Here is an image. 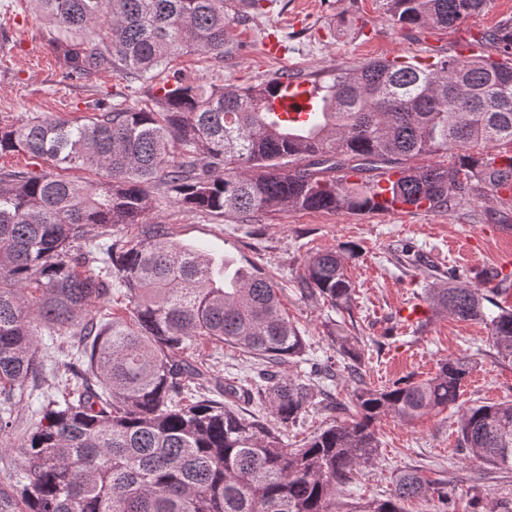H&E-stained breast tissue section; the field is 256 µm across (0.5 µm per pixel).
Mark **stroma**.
<instances>
[{
    "label": "stroma",
    "mask_w": 512,
    "mask_h": 512,
    "mask_svg": "<svg viewBox=\"0 0 512 512\" xmlns=\"http://www.w3.org/2000/svg\"><path fill=\"white\" fill-rule=\"evenodd\" d=\"M508 16L512 0H492L485 12L454 29L402 31L392 25L385 0H273L268 13L243 12L231 22V51L223 60L190 53L173 59L170 67L197 84L244 87L287 73L327 85L337 69L372 59L432 63L455 55L466 42L476 43L478 52L491 53V46L479 39ZM52 32L32 0H0V126L30 115L90 118L98 112L97 100L118 92L136 102V93L125 92L124 81L113 74L63 79ZM270 32L284 45L280 57L263 53L262 41ZM153 196L149 223L167 225L180 242L257 267L281 288L284 311L305 336L309 357L305 363L284 365V373L303 375L310 362L340 361L335 343L339 336L359 338L364 355L357 368L376 386L409 377L423 380L434 375L442 360L470 359L472 369L457 406L410 423L390 415L376 422L379 456L343 487V499L389 494L400 472L414 468L429 480H447L455 512H474L469 494L474 487L490 501L512 503V471L469 459L457 442L462 408L512 400V361L498 357L489 346L482 323L428 310L420 331L399 316L401 306L422 305L424 289L447 282L450 270L466 272L467 257L512 278V212L496 215L495 202L474 195L450 213L286 210L241 224L232 216L181 207L162 189ZM348 244L358 250L347 266L353 301L350 307L335 309L319 295L301 290L299 281L309 255ZM190 356L227 378L250 376L262 367L260 360L236 348L216 352L204 339L196 341ZM39 420V401L33 396L20 406L12 433L0 439L5 445L0 452L1 487L15 485L22 438Z\"/></svg>",
    "instance_id": "35a3bbf8"
}]
</instances>
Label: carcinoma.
<instances>
[{"mask_svg": "<svg viewBox=\"0 0 512 512\" xmlns=\"http://www.w3.org/2000/svg\"><path fill=\"white\" fill-rule=\"evenodd\" d=\"M33 2L55 27L64 78L113 72L148 96L82 122L44 115L0 126V155L46 164L0 168V436L13 429L29 381L50 372L67 390L43 393L20 479L0 487V512H403L405 500L426 497L431 481L416 471L400 473L385 497L342 505L337 493L378 457L377 419L409 422L457 404L467 358L382 386L351 370L348 398L325 405L332 422L290 448L280 429L307 412L314 382L333 378L332 366L280 374L308 344L284 316L277 284L144 218L158 184L182 207L244 221L285 209L378 211L375 183L389 171L398 174L394 201L445 212L486 193L511 210L512 17L480 38L495 57L337 70L306 132L269 125L275 78L234 89L163 78L176 55L224 57L238 4L262 14L261 0ZM489 2L386 0V11L401 30L453 29ZM76 169L98 178L66 175ZM122 224L142 225L140 235L112 239ZM302 283L335 308L350 306L341 253L309 256ZM112 293L130 317L90 313ZM423 300L484 323L489 344L512 360V309L486 308L485 290L453 276ZM45 331L69 360L36 355ZM200 338L241 348L265 369L239 385L216 378L185 357ZM211 389L226 401L206 396ZM240 401L270 405L277 426L244 417L233 407ZM458 443L470 458L512 467V401L462 410Z\"/></svg>", "mask_w": 512, "mask_h": 512, "instance_id": "carcinoma-1", "label": "carcinoma"}]
</instances>
